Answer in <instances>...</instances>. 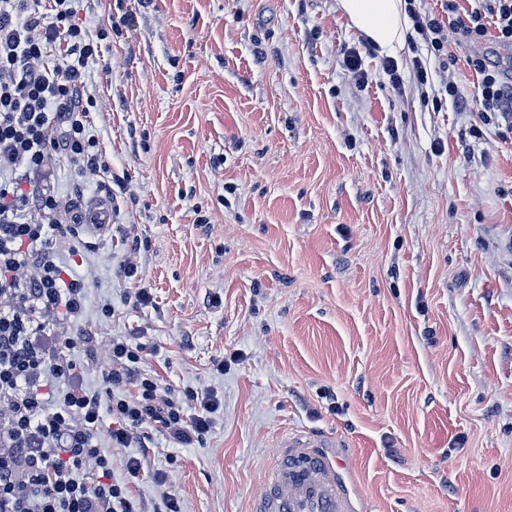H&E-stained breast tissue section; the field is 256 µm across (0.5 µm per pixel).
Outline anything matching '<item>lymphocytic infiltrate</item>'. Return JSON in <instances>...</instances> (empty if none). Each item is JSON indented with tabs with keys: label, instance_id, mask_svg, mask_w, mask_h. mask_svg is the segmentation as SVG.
<instances>
[{
	"label": "lymphocytic infiltrate",
	"instance_id": "1",
	"mask_svg": "<svg viewBox=\"0 0 512 512\" xmlns=\"http://www.w3.org/2000/svg\"><path fill=\"white\" fill-rule=\"evenodd\" d=\"M45 20L28 0H0V512H138L128 484L112 479L113 447H173L201 441L219 408L162 387L144 344L112 341L104 391L80 381L71 349L91 350L82 328L87 283L75 270L81 218L76 200L54 192L58 170L83 176L107 164L88 127V69L100 57L78 16L79 0H52ZM447 24L409 16L442 53L453 31L464 44L512 47V0H448ZM483 118L512 125V76L488 56L468 61Z\"/></svg>",
	"mask_w": 512,
	"mask_h": 512
}]
</instances>
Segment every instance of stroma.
<instances>
[{"mask_svg": "<svg viewBox=\"0 0 512 512\" xmlns=\"http://www.w3.org/2000/svg\"><path fill=\"white\" fill-rule=\"evenodd\" d=\"M79 16L110 171L65 168L54 189L120 207L78 268L97 339L83 384L101 388L121 336L163 386L221 403L188 448L101 429L113 480L141 512L166 495L249 512L299 434L342 460L366 512H512V131L483 120L467 63L511 73L512 49L434 56L412 31L397 87L337 0H81Z\"/></svg>", "mask_w": 512, "mask_h": 512, "instance_id": "35a3bbf8", "label": "stroma"}]
</instances>
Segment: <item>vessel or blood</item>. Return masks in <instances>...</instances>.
Returning <instances> with one entry per match:
<instances>
[{
	"label": "vessel or blood",
	"mask_w": 512,
	"mask_h": 512,
	"mask_svg": "<svg viewBox=\"0 0 512 512\" xmlns=\"http://www.w3.org/2000/svg\"><path fill=\"white\" fill-rule=\"evenodd\" d=\"M88 225L106 232L112 203L94 197L82 204ZM251 512H358L338 459L314 441L295 435L284 438L273 463L262 475Z\"/></svg>",
	"instance_id": "vessel-or-blood-1"
}]
</instances>
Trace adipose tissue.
<instances>
[{
    "mask_svg": "<svg viewBox=\"0 0 512 512\" xmlns=\"http://www.w3.org/2000/svg\"><path fill=\"white\" fill-rule=\"evenodd\" d=\"M351 27L376 46L380 54H399L407 41L404 0H337Z\"/></svg>",
    "mask_w": 512,
    "mask_h": 512,
    "instance_id": "obj_1",
    "label": "adipose tissue"
}]
</instances>
